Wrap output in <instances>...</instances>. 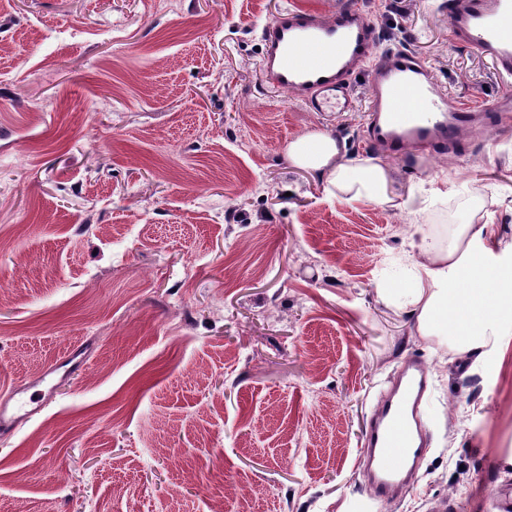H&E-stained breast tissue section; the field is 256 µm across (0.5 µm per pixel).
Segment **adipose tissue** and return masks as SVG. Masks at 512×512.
Masks as SVG:
<instances>
[{
	"label": "adipose tissue",
	"instance_id": "obj_1",
	"mask_svg": "<svg viewBox=\"0 0 512 512\" xmlns=\"http://www.w3.org/2000/svg\"><path fill=\"white\" fill-rule=\"evenodd\" d=\"M338 154L335 139L321 131L307 133L288 145L291 161L325 173L329 187L356 200L388 202L387 169L366 161L346 165L338 162ZM479 237L470 225H463L459 241L447 252L416 262L403 294L417 313L421 336L449 338L468 350L481 347L504 305L512 302V289L505 285L512 273L501 267L487 268L486 248Z\"/></svg>",
	"mask_w": 512,
	"mask_h": 512
}]
</instances>
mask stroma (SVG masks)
<instances>
[{"mask_svg": "<svg viewBox=\"0 0 512 512\" xmlns=\"http://www.w3.org/2000/svg\"><path fill=\"white\" fill-rule=\"evenodd\" d=\"M345 0H0V400L75 345L83 368L0 435V512H502L512 306L475 353L422 337L398 289L479 202L512 262V125L416 159L365 138L369 85L312 112L263 82L261 30ZM377 51L425 57L458 104L512 77L454 43L448 0H355ZM324 131L389 169L395 204L296 167ZM391 289L381 298L379 289ZM428 366L411 486L357 466L405 357Z\"/></svg>", "mask_w": 512, "mask_h": 512, "instance_id": "35a3bbf8", "label": "stroma"}]
</instances>
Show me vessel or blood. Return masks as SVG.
Wrapping results in <instances>:
<instances>
[{
  "mask_svg": "<svg viewBox=\"0 0 512 512\" xmlns=\"http://www.w3.org/2000/svg\"><path fill=\"white\" fill-rule=\"evenodd\" d=\"M448 26L454 42L489 56L499 73L512 76V0H448ZM261 41L267 83L313 112L349 111L352 83L366 73V138L388 156L450 148L472 127L512 120L506 102L489 110L454 103L438 88L428 62L412 51L376 55L375 24L355 5L330 16L282 12L263 28ZM428 386L427 368L408 359L377 403L361 455L365 487L374 499H388L416 471L428 439L418 415ZM35 402L23 390L0 402V433L35 414Z\"/></svg>",
  "mask_w": 512,
  "mask_h": 512,
  "instance_id": "b4317fda",
  "label": "vessel or blood"
}]
</instances>
